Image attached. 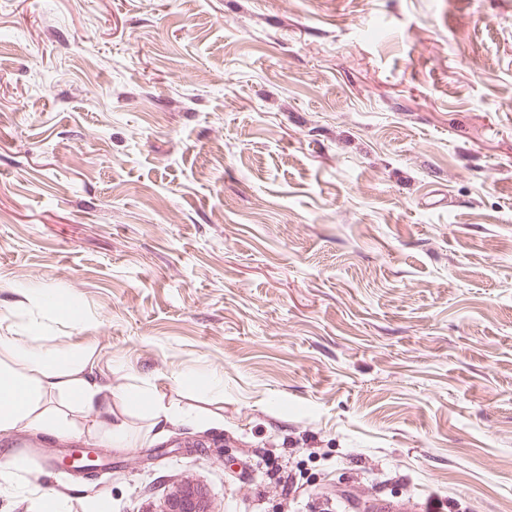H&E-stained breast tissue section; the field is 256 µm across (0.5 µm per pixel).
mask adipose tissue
<instances>
[{
	"label": "adipose tissue",
	"instance_id": "ef3b65f1",
	"mask_svg": "<svg viewBox=\"0 0 512 512\" xmlns=\"http://www.w3.org/2000/svg\"><path fill=\"white\" fill-rule=\"evenodd\" d=\"M41 331V320L33 317L0 332V433L71 438L86 420L109 445L131 448L137 437L158 435L167 425L220 422L219 414L179 408L151 380L112 384L94 343H57ZM134 417L142 422L137 433Z\"/></svg>",
	"mask_w": 512,
	"mask_h": 512
}]
</instances>
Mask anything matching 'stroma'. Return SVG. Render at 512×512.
<instances>
[{
    "instance_id": "1",
    "label": "stroma",
    "mask_w": 512,
    "mask_h": 512,
    "mask_svg": "<svg viewBox=\"0 0 512 512\" xmlns=\"http://www.w3.org/2000/svg\"><path fill=\"white\" fill-rule=\"evenodd\" d=\"M36 288L224 418L0 434L69 512H512V0H0V324ZM177 386H190L203 394L220 396L224 398V382L219 376L200 378L193 375H179L174 379ZM200 484L185 481L164 501L160 512H209Z\"/></svg>"
}]
</instances>
